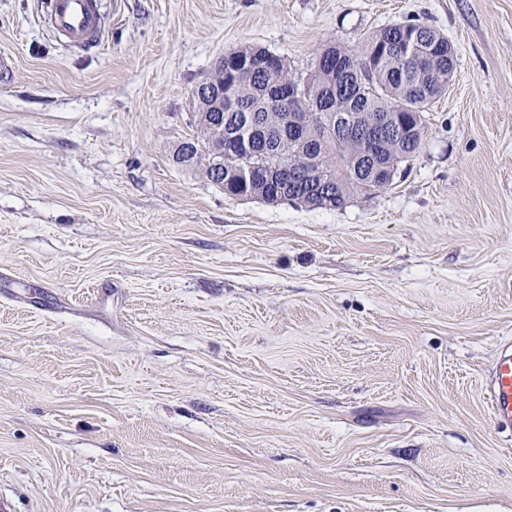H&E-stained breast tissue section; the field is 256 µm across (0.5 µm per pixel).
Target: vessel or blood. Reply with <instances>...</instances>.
I'll return each instance as SVG.
<instances>
[{
    "label": "vessel or blood",
    "instance_id": "obj_1",
    "mask_svg": "<svg viewBox=\"0 0 512 512\" xmlns=\"http://www.w3.org/2000/svg\"><path fill=\"white\" fill-rule=\"evenodd\" d=\"M41 19L64 43L85 50L99 46L105 23L99 0H41ZM491 416L498 426H512V345L501 348L487 383Z\"/></svg>",
    "mask_w": 512,
    "mask_h": 512
}]
</instances>
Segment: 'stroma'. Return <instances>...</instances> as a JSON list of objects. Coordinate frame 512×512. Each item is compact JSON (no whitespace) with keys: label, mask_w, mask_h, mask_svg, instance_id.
<instances>
[{"label":"stroma","mask_w":512,"mask_h":512,"mask_svg":"<svg viewBox=\"0 0 512 512\" xmlns=\"http://www.w3.org/2000/svg\"><path fill=\"white\" fill-rule=\"evenodd\" d=\"M100 47L0 0V497L11 512H512L486 381L512 342V0H100ZM421 23L426 139L336 209L180 166L258 45Z\"/></svg>","instance_id":"35a3bbf8"}]
</instances>
